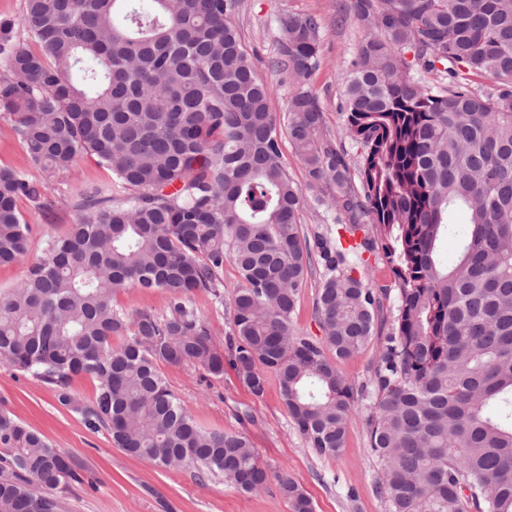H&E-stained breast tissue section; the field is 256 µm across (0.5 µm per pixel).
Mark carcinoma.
<instances>
[{"instance_id": "1", "label": "carcinoma", "mask_w": 512, "mask_h": 512, "mask_svg": "<svg viewBox=\"0 0 512 512\" xmlns=\"http://www.w3.org/2000/svg\"><path fill=\"white\" fill-rule=\"evenodd\" d=\"M24 2L19 18L0 20V112L44 179L83 154L112 179L76 192L74 224L0 293V363L50 386L133 457L192 465L244 493L273 477L291 512H314L248 437L202 427L160 371L191 362L224 375L191 295L221 297L229 259L244 283L231 366L257 397L267 373L278 377L316 454H339L366 401L387 512H512V0H352L364 35L341 111L354 175L311 85L321 24L288 19L272 63L295 88L288 139L314 203L334 213L315 255L272 89L242 43L240 0ZM472 75L491 77L493 91L473 92ZM42 187L0 166V267L27 249L18 202L54 209ZM455 211L468 233L448 267L439 246ZM377 252L398 304L356 389L337 363L372 339L387 289L359 270ZM314 266L318 339L292 327ZM129 288L165 292V314L116 307ZM79 376L94 385L87 402L70 392ZM0 448V512H65V494L84 483L75 459L5 411Z\"/></svg>"}]
</instances>
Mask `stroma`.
<instances>
[{
  "label": "stroma",
  "mask_w": 512,
  "mask_h": 512,
  "mask_svg": "<svg viewBox=\"0 0 512 512\" xmlns=\"http://www.w3.org/2000/svg\"><path fill=\"white\" fill-rule=\"evenodd\" d=\"M351 0H240L237 18L247 52L259 77L272 89L270 109L284 117L290 85L281 83L270 63L277 55L283 27L289 17L309 14L321 23V67L312 80L323 110L324 125L337 140H345V116L340 109L349 62L364 31L350 17ZM282 162L292 179L304 188L308 200L300 212L307 233L321 230L327 213L313 205L304 164L288 140L285 125H278ZM111 174L91 156L79 157L44 188L55 203L52 218L19 202L25 223L32 228L27 251L18 262L0 267V292L19 285L32 262L43 254L48 237L65 233L79 211L74 191L89 183L109 181ZM360 274L369 287L387 289L383 310L376 321L375 339L338 368L354 388H361L379 356L380 336L386 335L397 305L394 277L385 259H370ZM223 299L198 292L194 307L205 316L218 348H226L233 328V298L242 281L232 262L222 274ZM170 387L190 413L210 430L246 435L260 461L273 472H287L312 499L316 512H387L375 486L379 463L369 445L367 406L353 414L341 453L316 454L295 428L281 398L279 382L268 375L263 396H254L232 367L214 378L192 365H162ZM0 410L40 431L55 447L84 464L87 484L67 494L68 512H291L277 481L258 493L246 494L223 479L202 478L191 467L168 469L132 457L113 445L107 430L86 428L79 413L60 406L52 390L30 376L0 365Z\"/></svg>",
  "instance_id": "1"
}]
</instances>
